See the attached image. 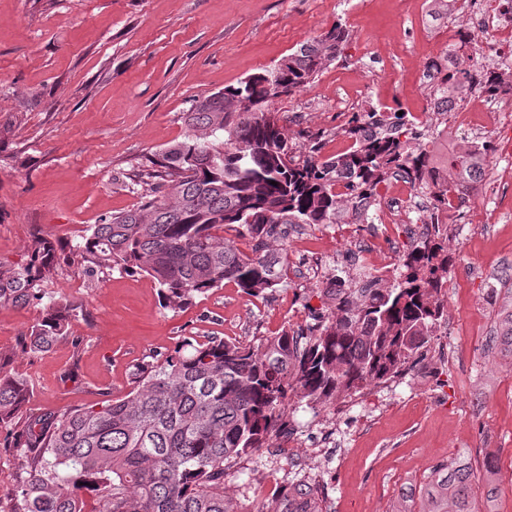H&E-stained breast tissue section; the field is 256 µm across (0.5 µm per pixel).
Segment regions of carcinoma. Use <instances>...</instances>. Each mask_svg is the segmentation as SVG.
Instances as JSON below:
<instances>
[{
    "label": "carcinoma",
    "instance_id": "cac0c4a2",
    "mask_svg": "<svg viewBox=\"0 0 512 512\" xmlns=\"http://www.w3.org/2000/svg\"><path fill=\"white\" fill-rule=\"evenodd\" d=\"M348 37L338 23L274 68L195 99L184 117L190 134L150 160L147 200L102 219L74 245L82 272L90 279L105 269L143 272L174 310L229 283L260 296L282 278L278 250L289 225L338 224L358 207V223L377 224L371 207L391 177L432 194L433 209L416 221L436 228L402 256L392 278L336 276L332 305L300 332L256 346L184 340L138 367L132 389L98 408L23 416L27 382L0 357V432L24 462L13 512H86L88 498L92 512H238L224 495V462L288 428V393L315 406L387 382L423 359L444 316L448 219L454 200L476 195L483 159L466 136L438 158L417 116L374 107L352 113L341 128L351 140L341 153L323 158L318 148L293 143L272 104L336 61ZM471 50L464 34L446 57L443 81L461 103L474 87L503 89L500 68L461 63ZM237 238L249 240L251 253L237 248ZM58 268L51 247L37 241L28 262L0 269V307L47 300L21 339L33 353L65 339L76 315L48 291ZM496 339L512 359V309L498 312ZM499 472L493 452L478 474L460 455L437 467L419 512H494ZM479 481L481 507L473 499ZM318 497L300 479L286 494L275 490L263 512H323Z\"/></svg>",
    "mask_w": 512,
    "mask_h": 512
}]
</instances>
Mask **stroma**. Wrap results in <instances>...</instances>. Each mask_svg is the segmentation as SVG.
<instances>
[{
    "label": "stroma",
    "mask_w": 512,
    "mask_h": 512,
    "mask_svg": "<svg viewBox=\"0 0 512 512\" xmlns=\"http://www.w3.org/2000/svg\"><path fill=\"white\" fill-rule=\"evenodd\" d=\"M419 0H0V267L25 263L34 238L59 255L91 225L140 205L149 156L188 133L194 99L272 68L303 42L346 24L338 59L313 83L273 104L297 144L321 156L348 148L352 112L430 109L420 72L448 48L444 28L411 29ZM389 55L364 56L367 43ZM347 99L348 111L337 109ZM504 156L488 205L448 224L447 334L432 339V377H406L310 407L288 405L289 432L224 469L241 512H261L275 488L303 478L324 491V512H393L439 461L500 457L497 512H512V359L495 340L512 303V134L479 125ZM409 224L292 225L284 280L261 296L234 284L164 308L156 282L116 271L88 281L61 266L49 284L83 307L71 341L30 353L21 338L42 304L0 308V354L27 380L31 410L88 407L126 394L136 364L184 339L256 344L325 311L322 283L343 268L398 264Z\"/></svg>",
    "instance_id": "obj_1"
}]
</instances>
